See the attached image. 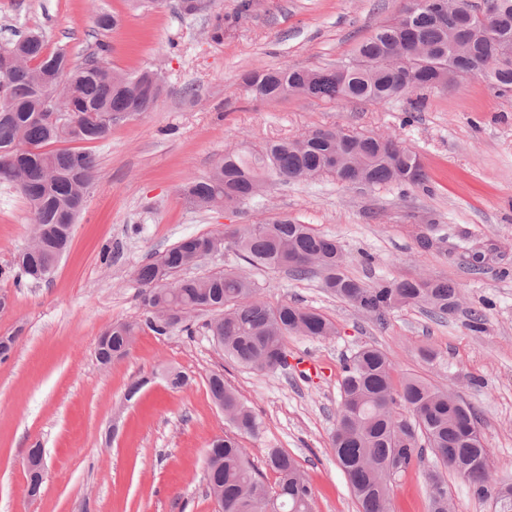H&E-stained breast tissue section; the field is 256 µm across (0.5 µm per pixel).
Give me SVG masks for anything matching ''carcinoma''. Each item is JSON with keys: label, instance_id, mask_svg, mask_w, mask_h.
Wrapping results in <instances>:
<instances>
[{"label": "carcinoma", "instance_id": "1", "mask_svg": "<svg viewBox=\"0 0 512 512\" xmlns=\"http://www.w3.org/2000/svg\"><path fill=\"white\" fill-rule=\"evenodd\" d=\"M499 21L489 32L471 0L461 3L473 14L446 18L448 0H408L411 28L403 20L379 26L362 41L353 58L327 69L292 66L255 69L243 77V88L255 100L292 94L330 103L355 101L381 104L418 89L448 86V69L458 74L477 70L498 87L512 89V0H497ZM468 30L469 53H458L452 27ZM3 54L22 61L0 69V94L13 110L0 112V181L17 186L34 214L37 252L18 254L17 283L48 281L66 251L73 224L93 185L96 163L80 143L102 140L112 126L148 112L158 97L153 72L126 73L94 57L77 65L65 52L46 50L45 40L31 33ZM364 166L369 185L419 186L428 175L419 159L391 138L350 135L315 128L292 140L270 143L260 154L230 153L205 177L185 184V201L199 208H236L272 184L304 181L322 171L350 185L353 167ZM229 246L254 267L284 270L305 278L322 274V287L352 306L375 314L410 304L443 317L458 306L457 288L446 280H402L365 284L345 272L336 240L288 218L226 227L223 231L186 237L136 270L146 318L121 323L104 332L96 347L102 365L126 354L125 337L148 329L167 337L178 329L192 335V309L216 311L208 332L224 357L264 374L287 364L291 335L326 338L336 328L323 315L293 303L272 306L258 296L256 283L236 272L200 278L181 273L210 256L211 247ZM209 392L241 434L256 436L261 421L235 391L214 374ZM341 403L331 447L344 472L359 512H391L390 478L405 472L422 455L424 440L443 466L468 464L462 481L482 498L492 499L497 512H512V484L491 481L487 448L478 438L466 441L469 425L478 423L465 403L448 406V393L419 377L400 385L393 365L374 345L357 350L348 360L340 383ZM223 459L219 468L206 463L209 492L219 495L221 512H313L314 493L300 479L299 465L287 452L271 448L267 464L278 474V489L269 493L256 477L245 449L231 437L210 444ZM432 512H448V489L438 473L429 475Z\"/></svg>", "mask_w": 512, "mask_h": 512}]
</instances>
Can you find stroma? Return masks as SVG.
Listing matches in <instances>:
<instances>
[{"instance_id":"35a3bbf8","label":"stroma","mask_w":512,"mask_h":512,"mask_svg":"<svg viewBox=\"0 0 512 512\" xmlns=\"http://www.w3.org/2000/svg\"><path fill=\"white\" fill-rule=\"evenodd\" d=\"M211 0L184 14L180 0L135 11L128 0H0V49L36 31L48 51L76 62L103 54L112 67L151 65L164 76L152 111L87 143L98 181L50 281L0 276V336L15 347L0 361V512H216L203 480L209 443L234 433L208 389L224 380L261 419L258 436L239 442L258 479L276 490L268 449L290 454L314 492V512H358L330 446L343 365L360 346L386 353L394 380L419 376L454 389L476 410L491 476L512 483V90L479 76L383 104L340 105L290 95L255 101L245 72L283 65L328 68L349 60L379 25L396 20L404 0ZM108 11L118 26L100 32ZM234 19L223 42L207 29L215 13ZM393 136L423 163L422 186L348 188L320 175L272 186L237 210H192L180 191L225 153L261 150L310 129ZM288 218L328 235L344 267L366 283L445 279L459 307L437 319L406 306L377 315L328 294L320 277L297 279L257 269L231 250L201 262L195 275L234 271L272 304L294 301L336 326L335 336L288 339L287 364L268 374L225 360L209 336L210 311L193 332L159 339L139 332L121 360L101 365L95 344L145 309L133 271L182 238L227 226ZM27 200L0 183V269L28 245ZM432 244L421 248L420 237ZM437 358L425 362L422 351ZM317 363L299 373L300 360ZM177 369L179 389L167 382ZM141 382L129 394L133 382ZM41 447L45 479L27 493V455ZM431 449L391 482L393 512H430Z\"/></svg>"}]
</instances>
